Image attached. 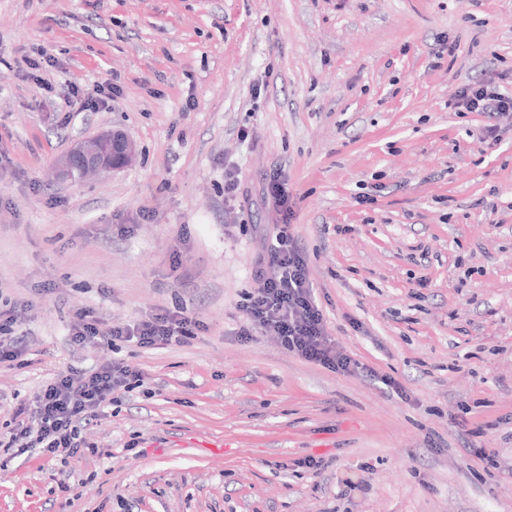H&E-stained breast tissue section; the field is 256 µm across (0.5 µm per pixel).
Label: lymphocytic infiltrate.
Segmentation results:
<instances>
[{"label": "lymphocytic infiltrate", "mask_w": 512, "mask_h": 512, "mask_svg": "<svg viewBox=\"0 0 512 512\" xmlns=\"http://www.w3.org/2000/svg\"><path fill=\"white\" fill-rule=\"evenodd\" d=\"M454 109L466 112H512V93L495 81L466 85L453 101ZM264 285L248 295L241 310L248 324L240 328L242 338L252 332H269L282 345L303 359L344 373L359 369L358 361L337 351L325 330L324 316L304 274V261L287 225H280L270 249V267L259 270ZM73 334L74 344L91 341L132 343L144 348L181 345L195 337L199 321L187 308L154 315L136 324L102 326L89 311L80 314ZM146 374L118 360L90 370H68L58 374L37 394L35 412L15 413L16 427L0 438V455L18 459L39 453L47 460L82 455L80 426L100 418L110 396L142 387Z\"/></svg>", "instance_id": "obj_1"}]
</instances>
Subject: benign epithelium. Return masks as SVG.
Masks as SVG:
<instances>
[{
    "mask_svg": "<svg viewBox=\"0 0 512 512\" xmlns=\"http://www.w3.org/2000/svg\"><path fill=\"white\" fill-rule=\"evenodd\" d=\"M137 153L135 142L120 130L103 131L77 141L57 162L64 179L88 177L129 166Z\"/></svg>",
    "mask_w": 512,
    "mask_h": 512,
    "instance_id": "benign-epithelium-1",
    "label": "benign epithelium"
}]
</instances>
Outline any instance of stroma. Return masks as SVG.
<instances>
[{
	"label": "stroma",
	"instance_id": "1",
	"mask_svg": "<svg viewBox=\"0 0 512 512\" xmlns=\"http://www.w3.org/2000/svg\"><path fill=\"white\" fill-rule=\"evenodd\" d=\"M511 70L512 0H0V309L22 305L26 359L0 365V435L56 374L148 376L84 456L1 465L0 512H512V113L450 107ZM106 80L110 107L70 110L68 83ZM108 128L132 166L53 178ZM273 173L358 373L236 335ZM182 306L183 345L71 341L81 309Z\"/></svg>",
	"mask_w": 512,
	"mask_h": 512
}]
</instances>
